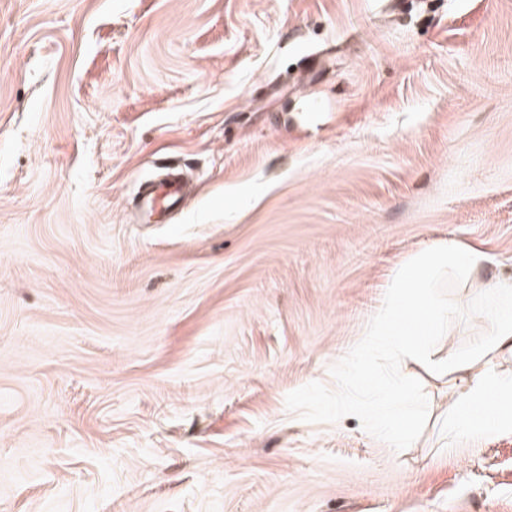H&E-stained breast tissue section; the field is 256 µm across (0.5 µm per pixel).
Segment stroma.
<instances>
[{"mask_svg":"<svg viewBox=\"0 0 512 512\" xmlns=\"http://www.w3.org/2000/svg\"><path fill=\"white\" fill-rule=\"evenodd\" d=\"M442 242L439 359L512 278V0H0V512H512V430L371 345ZM180 202V184L176 180H169L161 183L160 191L155 187H146L142 192L143 207L152 212L157 206L167 204L166 207L173 208Z\"/></svg>","mask_w":512,"mask_h":512,"instance_id":"1","label":"stroma"}]
</instances>
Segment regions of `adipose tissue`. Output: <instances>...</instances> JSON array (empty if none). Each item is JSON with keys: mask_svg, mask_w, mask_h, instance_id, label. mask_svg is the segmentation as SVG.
Instances as JSON below:
<instances>
[{"mask_svg": "<svg viewBox=\"0 0 512 512\" xmlns=\"http://www.w3.org/2000/svg\"><path fill=\"white\" fill-rule=\"evenodd\" d=\"M486 260L480 251L453 244H438L422 251L398 274L396 291L384 314L386 326L380 331L398 359H413L425 369L451 375L454 398L448 411V432L457 437L512 429V409L492 415L484 410L489 394L512 400V377L496 368L504 352L512 353V280L484 289L485 340L469 355L449 357L444 364L435 361L426 349L408 342L407 321L422 317L424 335H441L448 326V314L430 300L431 281L446 270L463 278L475 277Z\"/></svg>", "mask_w": 512, "mask_h": 512, "instance_id": "adipose-tissue-1", "label": "adipose tissue"}]
</instances>
